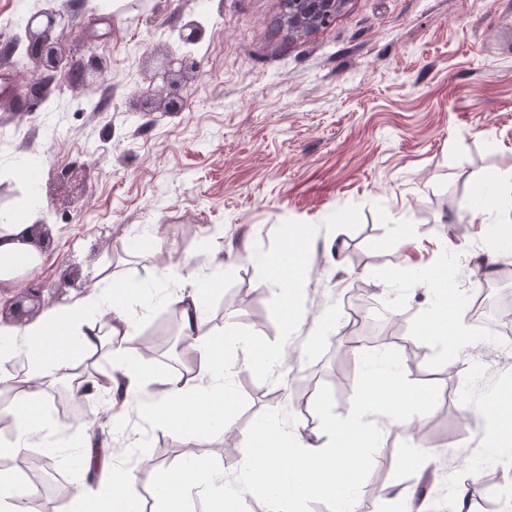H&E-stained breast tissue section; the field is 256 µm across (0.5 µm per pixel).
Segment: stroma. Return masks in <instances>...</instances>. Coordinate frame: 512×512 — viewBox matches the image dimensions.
I'll use <instances>...</instances> for the list:
<instances>
[{
	"instance_id": "obj_1",
	"label": "stroma",
	"mask_w": 512,
	"mask_h": 512,
	"mask_svg": "<svg viewBox=\"0 0 512 512\" xmlns=\"http://www.w3.org/2000/svg\"><path fill=\"white\" fill-rule=\"evenodd\" d=\"M46 6L93 29L80 55L100 64L77 82L65 69L46 74L25 48L0 56V209L43 206L53 243L22 279L42 287L47 307L69 310L107 274L164 296L174 284L161 256L201 265L222 253V284L203 297L211 316L245 293L259 317L238 313L235 402L225 428L199 441L202 462L234 480L239 442L264 419L327 441V422L359 398L364 372L394 368L423 393L420 425L437 437L438 455L458 463V480L472 479V512L512 502V465L494 459L492 425L478 415L512 384V350L475 332V350L461 356L422 336L431 298L406 269L463 260L469 275L452 292L497 283L512 293L497 264L480 262L497 218L472 209L490 176L512 171V32L495 22L512 14V0H344L331 23L299 39L282 0H121L107 13L98 0H0V45L23 38L21 12ZM188 22L202 30L198 68L164 72V58L183 52ZM44 81L42 106L28 108L25 93ZM174 89L182 108L170 112ZM76 163L93 172L68 204L57 178ZM401 224L417 251L394 245ZM288 229L305 250L292 287L301 314L290 326L285 296L256 261ZM134 241L144 247L128 253ZM355 288L390 303L402 331L387 341V319L354 315ZM326 316L334 325L322 333ZM283 342L291 358L280 374L249 368L252 345ZM307 370L319 380L305 409L270 399ZM467 408L476 412L468 421ZM128 424L141 445L123 465L157 460L144 486L154 493L163 469L182 466V443L138 412ZM67 440L52 466L63 495H44L34 512H76L78 488L99 480L75 460L79 434ZM410 453L381 426L348 490L357 512H393L389 491L414 487L433 466Z\"/></svg>"
}]
</instances>
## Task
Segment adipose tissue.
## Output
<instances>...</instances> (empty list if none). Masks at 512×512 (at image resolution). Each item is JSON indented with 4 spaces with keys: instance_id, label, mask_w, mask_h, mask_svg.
Instances as JSON below:
<instances>
[{
    "instance_id": "obj_1",
    "label": "adipose tissue",
    "mask_w": 512,
    "mask_h": 512,
    "mask_svg": "<svg viewBox=\"0 0 512 512\" xmlns=\"http://www.w3.org/2000/svg\"><path fill=\"white\" fill-rule=\"evenodd\" d=\"M40 219L41 210L32 202L0 211V282H15L22 272L41 263L43 254L30 240V230ZM301 259L300 248L289 245L264 254L260 262L268 283L284 289L299 279ZM207 266L206 277L187 260L170 267L179 289L164 304L179 316L197 371L185 380H165L155 390L147 388L142 365L124 360L125 345L136 331L134 307L153 302L152 295L136 285L111 282L106 288L91 289L71 311L49 309L22 326L0 321V386L13 391L7 414L14 423V437L0 452L20 455L59 432L44 405L46 385L70 378L79 357L104 350L126 384L121 390L109 383L94 384L89 397L97 401L99 411L108 415L137 402L149 423L174 434L189 448L190 463H197L192 451L195 440L223 422L231 405L229 383L236 365L226 352L238 340L237 335L225 338L208 326L202 297L218 286L223 256L213 255ZM421 399L391 371L364 388L360 404L350 407L348 424L336 440L315 444L260 424L240 463L243 479L233 490H226L223 478L209 467L200 475L169 470L163 475L154 512H195V502L202 497L215 501L221 512H235L237 501L254 492L260 478L270 498L268 512H297L299 501L309 492L335 497L340 512H353L344 491L370 456L378 418L411 434L416 422L409 410ZM82 452L86 468L98 470L102 487H80V506L92 507L93 512H138L140 497L132 473L110 461L91 432L83 434Z\"/></svg>"
}]
</instances>
